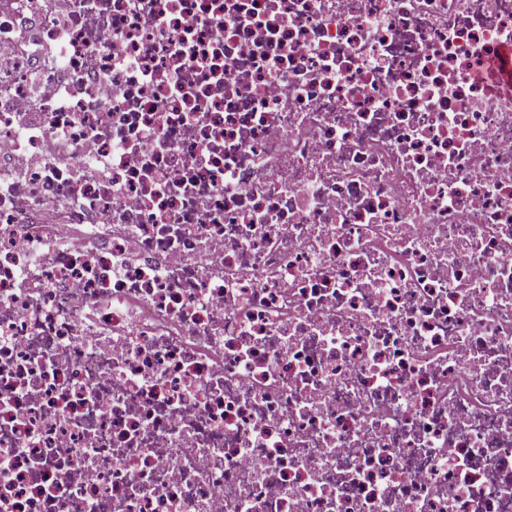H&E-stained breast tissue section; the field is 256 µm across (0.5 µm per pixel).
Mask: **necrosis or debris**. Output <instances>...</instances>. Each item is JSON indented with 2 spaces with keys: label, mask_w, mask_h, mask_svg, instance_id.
<instances>
[{
  "label": "necrosis or debris",
  "mask_w": 512,
  "mask_h": 512,
  "mask_svg": "<svg viewBox=\"0 0 512 512\" xmlns=\"http://www.w3.org/2000/svg\"><path fill=\"white\" fill-rule=\"evenodd\" d=\"M510 47L512 0L0 11V512H512Z\"/></svg>",
  "instance_id": "1"
}]
</instances>
